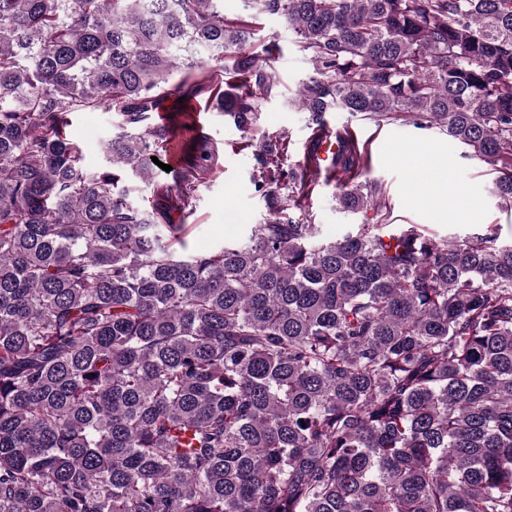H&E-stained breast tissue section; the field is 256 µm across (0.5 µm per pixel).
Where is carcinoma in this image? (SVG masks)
<instances>
[{
  "instance_id": "obj_1",
  "label": "carcinoma",
  "mask_w": 512,
  "mask_h": 512,
  "mask_svg": "<svg viewBox=\"0 0 512 512\" xmlns=\"http://www.w3.org/2000/svg\"><path fill=\"white\" fill-rule=\"evenodd\" d=\"M313 65L292 103L438 129L512 211V0H248ZM222 0H0V512H512V240L296 216L311 191L256 145L269 211L188 249L211 138L149 123L203 84L253 145L272 76ZM118 108L88 169L69 115ZM176 149L174 185L152 157ZM380 209L357 140L330 160ZM153 190L129 199L125 175Z\"/></svg>"
}]
</instances>
